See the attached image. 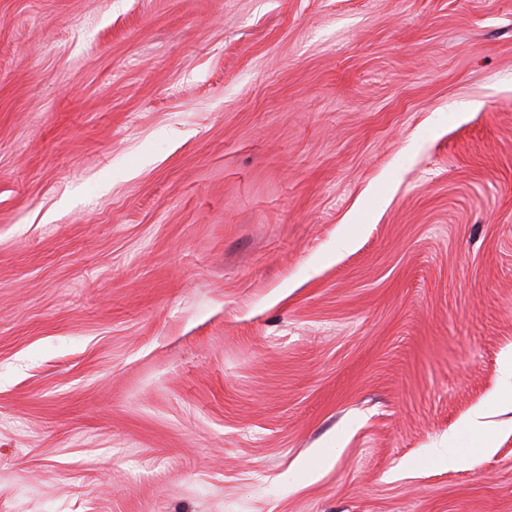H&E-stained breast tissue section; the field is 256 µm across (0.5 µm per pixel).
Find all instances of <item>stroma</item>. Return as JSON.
<instances>
[{
  "label": "stroma",
  "mask_w": 512,
  "mask_h": 512,
  "mask_svg": "<svg viewBox=\"0 0 512 512\" xmlns=\"http://www.w3.org/2000/svg\"><path fill=\"white\" fill-rule=\"evenodd\" d=\"M0 512H512V0H0Z\"/></svg>",
  "instance_id": "1"
}]
</instances>
